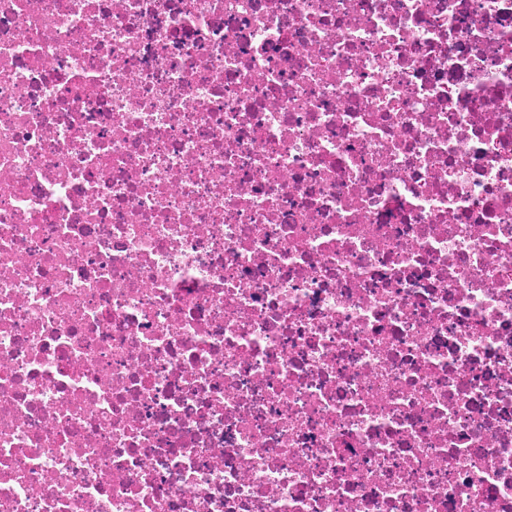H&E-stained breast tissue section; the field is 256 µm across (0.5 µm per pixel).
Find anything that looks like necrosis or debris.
I'll use <instances>...</instances> for the list:
<instances>
[{
    "instance_id": "necrosis-or-debris-1",
    "label": "necrosis or debris",
    "mask_w": 512,
    "mask_h": 512,
    "mask_svg": "<svg viewBox=\"0 0 512 512\" xmlns=\"http://www.w3.org/2000/svg\"><path fill=\"white\" fill-rule=\"evenodd\" d=\"M0 512H512V0H0Z\"/></svg>"
}]
</instances>
